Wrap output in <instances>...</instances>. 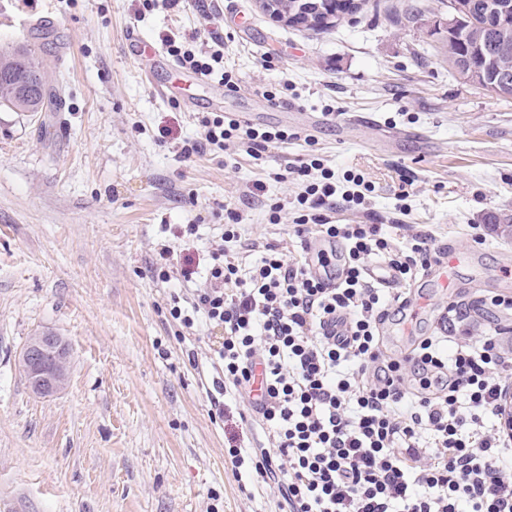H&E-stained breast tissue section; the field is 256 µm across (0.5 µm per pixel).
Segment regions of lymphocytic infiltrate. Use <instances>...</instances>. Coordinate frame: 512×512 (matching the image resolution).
<instances>
[{"label": "lymphocytic infiltrate", "instance_id": "1", "mask_svg": "<svg viewBox=\"0 0 512 512\" xmlns=\"http://www.w3.org/2000/svg\"><path fill=\"white\" fill-rule=\"evenodd\" d=\"M162 42L182 68L220 74L232 86L223 37L197 45L169 33ZM200 124L201 138L181 145L183 159L232 144L257 157L289 137L218 112ZM290 174L298 187L293 233L343 245L340 283L272 245L258 264L236 263L225 250L241 238L240 215L230 208L201 287L189 301L172 297L169 308L183 328L202 318L224 333L211 407L220 419L226 395L248 401L249 434L234 436L227 450L240 491L253 499L277 487L278 512H512V437L498 411L512 355L497 334L476 336L462 323L424 337L403 359L381 350L378 327L406 298L376 287L366 259L381 260L403 283L447 245L429 231L397 239L378 224L332 223L327 210L336 202L364 204L371 187L362 175L347 174L349 187L339 190L335 172L316 158ZM338 316L344 335L326 334ZM409 374L416 388L406 387ZM259 377L263 393L254 400Z\"/></svg>", "mask_w": 512, "mask_h": 512}]
</instances>
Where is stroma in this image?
<instances>
[{"mask_svg":"<svg viewBox=\"0 0 512 512\" xmlns=\"http://www.w3.org/2000/svg\"><path fill=\"white\" fill-rule=\"evenodd\" d=\"M207 2L204 14L195 0L147 13L140 0H0V53L28 45L62 97L56 112L0 107V512H275L277 490L264 506L240 492L225 456L231 425L211 416L221 331L180 332L168 304L193 285L160 282L154 269L164 244L172 266L204 263L228 207L243 215L236 260H260L254 241L304 260L297 187L273 175L312 154L374 188L365 206L337 207L336 223L413 224L463 254L453 292L407 282L430 308L411 335L382 325L387 358L436 335L453 303L468 305L475 331L502 328L512 351V311L486 303L512 295V227L487 221L512 214V98L449 75L432 27L440 0H368L320 31L273 21L258 0ZM42 24L45 42L33 37ZM131 30L146 46L171 31L223 34L238 84L225 111L292 139L258 159L231 147L183 160V140L201 133L184 102L203 91L146 71ZM172 85L174 96L158 94ZM353 115L362 125L340 139ZM275 201L284 209L272 224ZM185 224L198 227L187 241L176 236ZM43 332L69 348L68 380L50 396L34 394L18 365Z\"/></svg>","mask_w":512,"mask_h":512,"instance_id":"35a3bbf8","label":"stroma"}]
</instances>
